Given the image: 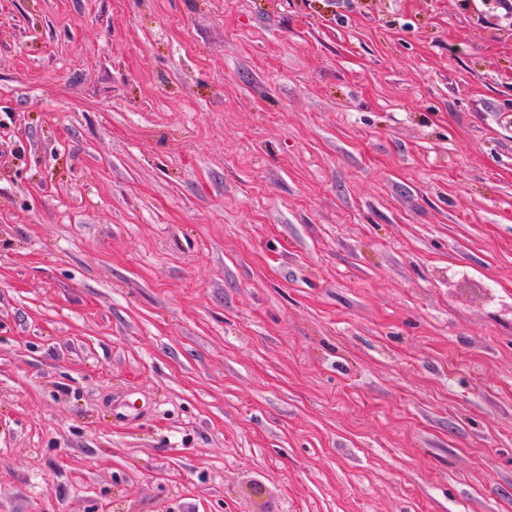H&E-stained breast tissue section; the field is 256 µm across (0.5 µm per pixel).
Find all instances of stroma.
Listing matches in <instances>:
<instances>
[{
    "label": "stroma",
    "instance_id": "obj_1",
    "mask_svg": "<svg viewBox=\"0 0 512 512\" xmlns=\"http://www.w3.org/2000/svg\"><path fill=\"white\" fill-rule=\"evenodd\" d=\"M0 512H512L494 0H0Z\"/></svg>",
    "mask_w": 512,
    "mask_h": 512
}]
</instances>
